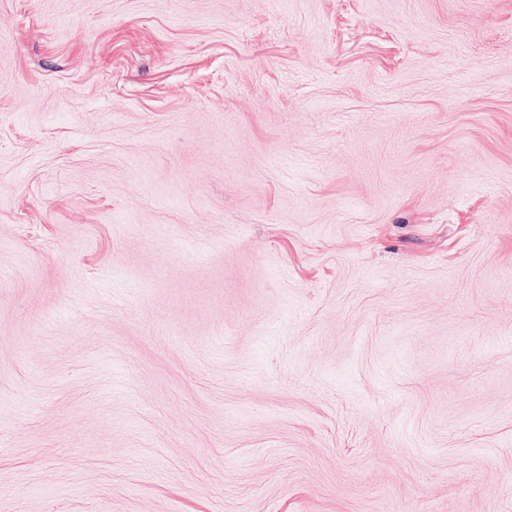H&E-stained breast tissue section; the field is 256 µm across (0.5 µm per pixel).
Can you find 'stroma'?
Listing matches in <instances>:
<instances>
[{"label": "stroma", "instance_id": "35a3bbf8", "mask_svg": "<svg viewBox=\"0 0 512 512\" xmlns=\"http://www.w3.org/2000/svg\"><path fill=\"white\" fill-rule=\"evenodd\" d=\"M0 512H512V0H0Z\"/></svg>", "mask_w": 512, "mask_h": 512}]
</instances>
